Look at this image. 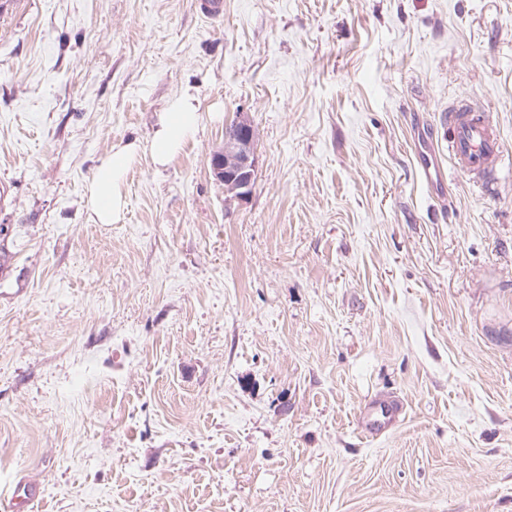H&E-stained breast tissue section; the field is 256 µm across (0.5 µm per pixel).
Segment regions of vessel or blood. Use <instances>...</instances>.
Listing matches in <instances>:
<instances>
[{
    "label": "vessel or blood",
    "mask_w": 512,
    "mask_h": 512,
    "mask_svg": "<svg viewBox=\"0 0 512 512\" xmlns=\"http://www.w3.org/2000/svg\"><path fill=\"white\" fill-rule=\"evenodd\" d=\"M448 153L456 167L467 174L482 191H490L495 175L506 164V155L492 112L472 99L463 97L448 109ZM420 176L430 186L445 178L442 162L434 148L419 152ZM402 408L392 401L368 403L359 420L362 432L376 433L399 420ZM41 497L38 484L20 480L0 489V512H27Z\"/></svg>",
    "instance_id": "vessel-or-blood-1"
}]
</instances>
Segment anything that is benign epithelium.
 <instances>
[{
	"label": "benign epithelium",
	"instance_id": "benign-epithelium-1",
	"mask_svg": "<svg viewBox=\"0 0 512 512\" xmlns=\"http://www.w3.org/2000/svg\"><path fill=\"white\" fill-rule=\"evenodd\" d=\"M211 170L224 192L238 199L247 197L254 185L256 156L254 130L244 117H238L224 132V150L211 157Z\"/></svg>",
	"mask_w": 512,
	"mask_h": 512
}]
</instances>
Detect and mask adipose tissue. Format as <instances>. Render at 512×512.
I'll list each match as a JSON object with an SVG mask.
<instances>
[{
	"mask_svg": "<svg viewBox=\"0 0 512 512\" xmlns=\"http://www.w3.org/2000/svg\"><path fill=\"white\" fill-rule=\"evenodd\" d=\"M197 97L184 92L174 99L166 112L160 113L147 143L119 142L94 170L85 190L86 208L98 224L120 221L126 207L124 184L128 172L141 157L153 165L169 164L197 131L200 123Z\"/></svg>",
	"mask_w": 512,
	"mask_h": 512,
	"instance_id": "ef3b65f1",
	"label": "adipose tissue"
}]
</instances>
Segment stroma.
<instances>
[{
    "mask_svg": "<svg viewBox=\"0 0 512 512\" xmlns=\"http://www.w3.org/2000/svg\"><path fill=\"white\" fill-rule=\"evenodd\" d=\"M0 0V484L35 512H512V168L413 142L473 97L512 154V0ZM202 120L85 206L117 142ZM255 133L252 193L211 171ZM396 427H358L374 399ZM197 97L185 91L160 112L151 138L118 142L94 170L85 190L86 208L96 224H116L126 207L124 184L128 172L148 155L153 165L169 164L197 131L200 112ZM210 165L227 195L243 199L251 193L256 170L254 130L245 117L239 115L230 123L224 132V150L212 155ZM420 176L429 186L441 184L444 181L445 173L442 162L437 158L434 148L424 145L419 151ZM41 497L38 484L29 480L15 481L9 487L0 489V510L2 512H21L22 509L33 510L32 505Z\"/></svg>",
    "mask_w": 512,
    "mask_h": 512,
    "instance_id": "35a3bbf8",
    "label": "stroma"
}]
</instances>
